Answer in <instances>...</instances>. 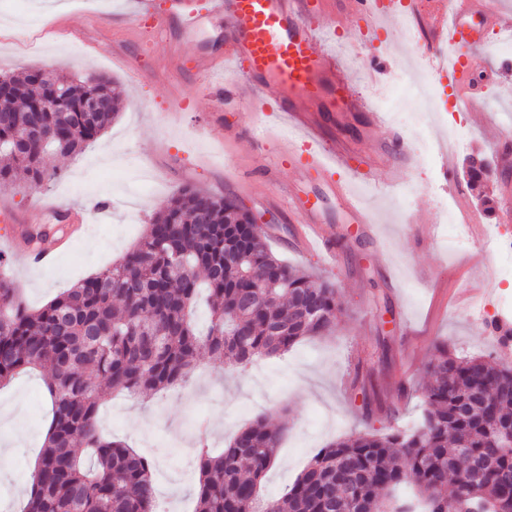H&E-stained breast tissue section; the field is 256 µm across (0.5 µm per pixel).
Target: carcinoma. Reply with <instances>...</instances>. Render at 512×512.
<instances>
[{"label":"carcinoma","mask_w":512,"mask_h":512,"mask_svg":"<svg viewBox=\"0 0 512 512\" xmlns=\"http://www.w3.org/2000/svg\"><path fill=\"white\" fill-rule=\"evenodd\" d=\"M0 188L19 174L53 178L44 159L76 155L123 107L112 80L73 78L63 112H35L50 93L34 69L0 74ZM88 98L104 103L83 112ZM465 177L485 207L492 163L465 158ZM0 257V386L48 369L52 418L22 512H156L152 463L100 430L94 379L111 393L156 392L187 382L200 356L245 367L319 336L340 310L337 286L276 257L236 200L186 187L160 208L122 259L66 289L40 309L21 300ZM206 294L201 328L194 308ZM425 414L412 433H363L321 449L282 497L264 501L261 482L275 461L281 430L259 415L228 446L196 449L197 512H512V447L495 431L512 422V368L483 357L458 358L442 344L427 367ZM484 461L480 484L448 493L471 458ZM415 476L412 499L394 492Z\"/></svg>","instance_id":"cac0c4a2"}]
</instances>
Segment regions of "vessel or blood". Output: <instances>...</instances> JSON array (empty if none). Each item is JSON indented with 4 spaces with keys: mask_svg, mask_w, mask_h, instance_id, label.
Listing matches in <instances>:
<instances>
[{
    "mask_svg": "<svg viewBox=\"0 0 512 512\" xmlns=\"http://www.w3.org/2000/svg\"><path fill=\"white\" fill-rule=\"evenodd\" d=\"M416 3L385 0L379 6L375 0H208L205 9L196 10L174 0L171 9L160 11L154 0H142L132 21L139 36L167 43L174 55L179 51V38L194 37L207 19H224L223 54L197 56L195 74L207 86L213 74L229 63L238 79L230 95L214 94L207 127L218 137L239 138L241 129L223 120L224 109L230 107L275 112L289 121L301 134V141L255 137L256 171L271 184L276 173L269 157L289 160L294 180L279 186L280 199L287 204L293 223L301 227L300 243L316 245L331 258L335 246L323 228L322 202L336 199L351 223L367 232L372 229L366 210L337 179V163L358 161V173L368 179L380 174L390 182L397 172L389 168L378 171V155H360L346 141L327 138L323 118L328 112L360 113L371 131L384 130L385 125L354 89L340 56L326 46L318 20L335 21L352 14L366 19L372 28L380 17H397ZM426 19L431 32L428 65L436 69L444 43L472 50L482 47L487 30L500 24L501 14L498 0H432ZM304 182L315 185L313 199L299 198L296 186Z\"/></svg>",
    "mask_w": 512,
    "mask_h": 512,
    "instance_id": "vessel-or-blood-1",
    "label": "vessel or blood"
}]
</instances>
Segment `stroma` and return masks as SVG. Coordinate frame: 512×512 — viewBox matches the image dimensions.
<instances>
[{
	"label": "stroma",
	"instance_id": "35a3bbf8",
	"mask_svg": "<svg viewBox=\"0 0 512 512\" xmlns=\"http://www.w3.org/2000/svg\"><path fill=\"white\" fill-rule=\"evenodd\" d=\"M136 8V0H0V73L19 76L46 65L74 77L94 71L110 77L126 100L112 125L82 153L48 158L57 171L53 180L39 186L21 181L7 191L15 216L0 218V236L21 240L26 231L54 226L50 212L32 211L39 196L85 213L81 231L68 238L52 265L13 263L10 276L23 302L41 307L111 265L140 238L160 206L191 185L232 195L265 225L277 226V234L267 238L272 251L336 282L343 304L329 335L304 339L283 356L244 368L205 357L185 385L145 398L106 397L100 410L105 432L155 462L164 512H195L192 416L205 420L211 447L221 449L254 417L268 414L284 438L261 492L278 498L331 441L364 432L414 431L424 410L427 365L439 343L460 356H489L512 365V344L469 306L475 288L500 287L506 301L491 313L512 329V285L497 284L496 257L476 249L453 255L442 250L433 235L439 213L428 189L403 200L398 189L337 166V176L367 205L377 237L360 236L329 200L322 211L337 248L335 262L316 250L297 249L287 209L263 200L267 185L253 171L248 139L227 142L206 129L209 91L196 83L193 62L197 52H223L224 21H208L185 44L176 78L164 43H148L111 26L113 15ZM60 14L73 32L94 41V49L50 35L35 53L17 44L19 29L31 38L42 36ZM417 30V42L409 44L402 29L388 23L362 56L343 53L347 74L355 75L364 58L384 50L415 73L429 39L425 24ZM119 52L140 67L141 81H131L115 58ZM480 103L482 118L464 117L470 135L454 152L455 164L474 149L493 154L501 128L512 125V69L497 72ZM50 416L43 372L29 371L0 388V512H19Z\"/></svg>",
	"mask_w": 512,
	"mask_h": 512
}]
</instances>
